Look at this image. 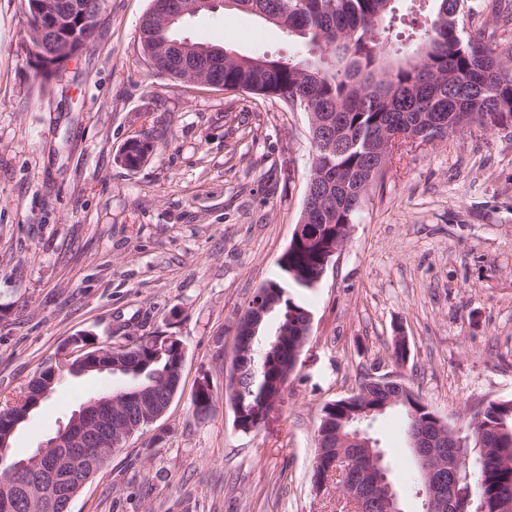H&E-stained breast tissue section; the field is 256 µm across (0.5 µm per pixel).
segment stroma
I'll use <instances>...</instances> for the list:
<instances>
[{
	"instance_id": "stroma-1",
	"label": "stroma",
	"mask_w": 512,
	"mask_h": 512,
	"mask_svg": "<svg viewBox=\"0 0 512 512\" xmlns=\"http://www.w3.org/2000/svg\"><path fill=\"white\" fill-rule=\"evenodd\" d=\"M471 34L512 52V0H468ZM151 0H102L88 47L51 80L29 62L24 0H0V408L79 334L118 347L172 336L185 350L166 413L114 450L71 512H338L311 482L323 406L368 375H394L457 435L488 402L512 399V122L469 124L392 159L315 288L295 298L310 336L281 403L258 431L225 398L235 328L276 278L314 155L306 112L279 98L159 74L139 23ZM179 36L276 58L301 47L257 16L217 9ZM155 153L117 159L132 138ZM406 336L409 357L392 358ZM214 408L193 410L200 381ZM108 373L69 378L17 428L26 458ZM401 413L369 432L421 512ZM140 141V142H139ZM129 142H135L133 149L130 150L124 157L120 154L118 160H122L121 164L129 168V164L137 162L140 166L154 151V144L147 136H140L139 138H132Z\"/></svg>"
}]
</instances>
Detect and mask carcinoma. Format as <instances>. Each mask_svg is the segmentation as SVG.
<instances>
[{"instance_id": "cac0c4a2", "label": "carcinoma", "mask_w": 512, "mask_h": 512, "mask_svg": "<svg viewBox=\"0 0 512 512\" xmlns=\"http://www.w3.org/2000/svg\"><path fill=\"white\" fill-rule=\"evenodd\" d=\"M226 10L252 13L286 31L307 48L293 59H274L265 54L240 55L224 49V71L220 80L226 90H243L256 95L281 97L316 118L318 129L328 134L333 149L327 153L315 148L310 177L318 178L319 196L305 199L309 211L308 231L293 237L278 260L281 277L258 289L270 308L264 314L253 341L241 358L236 380H228L230 403L242 410V432L255 424L257 417L271 410L293 373L297 360L291 340L308 319L309 311L294 298L291 290H308L319 282L322 258L338 237L347 234L349 224L375 181L387 166L370 162L373 134L383 129L411 126L415 134L424 132L430 117L446 119V131L462 128L485 115L504 123L512 120V67L496 49L478 38H463L462 17L465 0H432L430 24L416 33L405 46H393L382 33L385 20H394L397 0H225ZM177 25L166 29L161 16L142 28L147 44L161 48L179 42ZM135 145L120 157L122 165L143 164L154 151L150 138H134ZM278 318L274 334L263 335L271 316ZM166 340L152 336L131 345L112 348V355L131 357V369L124 389L154 385L157 401L164 404L180 379L178 341L166 349L157 348ZM76 359L63 358L39 372L27 386L31 392L53 373L72 374ZM387 399L384 391L368 392L333 400L322 408L316 430L314 463L325 456L339 458L350 447L337 435L354 433V425L344 421L359 409H378ZM213 394L206 389L195 394L194 412L206 416L212 410ZM405 416L404 434L422 428L433 429L450 441L453 431L436 425L423 398L409 392L406 401L396 405ZM475 442L488 448L484 462L469 470L476 488L474 512H512V400L490 403L483 421L469 423ZM112 454L106 448L92 457L79 456L76 475L56 488L25 477L13 480L12 492L20 504L18 512H46L53 496L69 491L78 494ZM354 499L361 512H380L369 505L365 489L353 474L336 480Z\"/></svg>"}]
</instances>
